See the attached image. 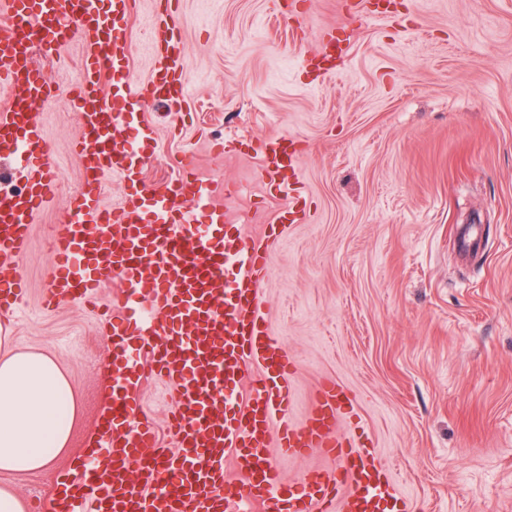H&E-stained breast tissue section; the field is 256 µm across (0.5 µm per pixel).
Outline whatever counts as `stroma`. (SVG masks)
<instances>
[{"label": "stroma", "instance_id": "obj_1", "mask_svg": "<svg viewBox=\"0 0 512 512\" xmlns=\"http://www.w3.org/2000/svg\"><path fill=\"white\" fill-rule=\"evenodd\" d=\"M301 0L303 38L273 23L279 0H181L193 87L187 104L145 114L163 144L150 180L191 162L193 195L230 210L258 238L281 199L262 176L271 137L300 140L307 216L268 240L262 312L291 357L293 422L332 379L354 395L340 433L373 442L415 512H512V0H395L394 22ZM157 0H136L128 33L134 78L155 55ZM345 63L310 86L307 60L329 37ZM88 49L72 38L48 70L57 85L37 121L61 182L37 214L19 260L26 291L0 315L17 351L52 354L75 395L70 444L48 468L0 473L26 512H47L108 403L112 338L98 304L48 309V268L62 212L80 185L71 144L81 133L69 87ZM242 135L245 145H231ZM159 438L171 443V389L141 386ZM285 484L334 472L336 458L271 451Z\"/></svg>", "mask_w": 512, "mask_h": 512}]
</instances>
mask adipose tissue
<instances>
[{"label":"adipose tissue","mask_w":512,"mask_h":512,"mask_svg":"<svg viewBox=\"0 0 512 512\" xmlns=\"http://www.w3.org/2000/svg\"><path fill=\"white\" fill-rule=\"evenodd\" d=\"M0 335V471L36 472L66 447L75 399L57 360L42 351H15Z\"/></svg>","instance_id":"obj_1"}]
</instances>
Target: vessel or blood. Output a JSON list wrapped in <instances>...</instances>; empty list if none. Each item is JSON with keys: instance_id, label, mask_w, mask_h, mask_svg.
Instances as JSON below:
<instances>
[{"instance_id": "b4317fda", "label": "vessel or blood", "mask_w": 512, "mask_h": 512, "mask_svg": "<svg viewBox=\"0 0 512 512\" xmlns=\"http://www.w3.org/2000/svg\"><path fill=\"white\" fill-rule=\"evenodd\" d=\"M132 17L133 0H0V89L6 93L0 146L24 181L21 191L0 192V311H13L22 298L17 260L27 250L34 215L52 201L60 181L55 150L35 118L52 88L31 53L32 32L49 56L67 43L70 29L89 46L71 89L83 127L75 144L83 185L53 242L49 298L83 301L110 285L119 290L112 308L109 428L91 449L92 456H111L112 478L104 480L98 466L81 460L80 479L61 481L50 512H87L89 503L105 499L112 512H239L243 502L256 512H412L377 448L338 434L339 416L354 405L342 384L323 383L305 423L288 419V356L261 310L264 249L229 233L225 213L214 207L206 233L197 234L198 210L182 202L187 179L147 180L145 164L159 142L142 113L159 99H187L190 84L179 28L156 17L149 33L158 67L148 82H135L126 42ZM106 87L117 102L110 111L103 106ZM299 161L295 141L276 137L265 146L262 171L272 178L294 173ZM108 176L130 188L110 208L100 196ZM231 258L240 265L229 277ZM249 370L254 376L242 400H225L224 388ZM149 372L176 392L172 447L157 439L140 400ZM273 426L286 453L320 448L342 458V469L284 487L267 453ZM228 456L238 471L233 482L224 476Z\"/></svg>"}]
</instances>
